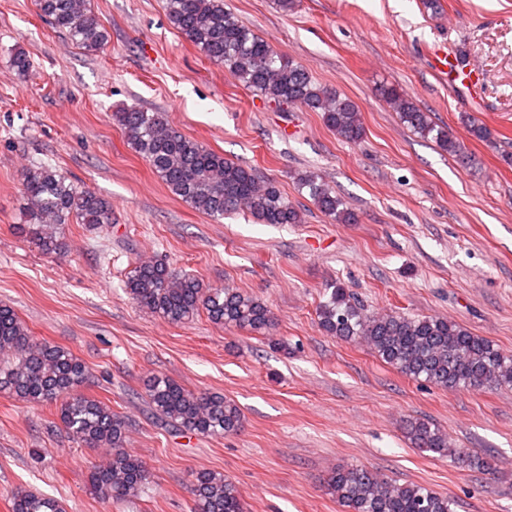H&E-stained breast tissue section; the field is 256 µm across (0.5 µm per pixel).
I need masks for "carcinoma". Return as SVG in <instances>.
Returning a JSON list of instances; mask_svg holds the SVG:
<instances>
[{
    "label": "carcinoma",
    "mask_w": 512,
    "mask_h": 512,
    "mask_svg": "<svg viewBox=\"0 0 512 512\" xmlns=\"http://www.w3.org/2000/svg\"><path fill=\"white\" fill-rule=\"evenodd\" d=\"M41 16L65 31L76 44L98 50L108 32L89 0H36ZM169 23L210 60L246 89L280 104L299 105L321 113L325 125L340 138L356 142L364 126L359 107L339 92L317 83L307 68L277 52L244 25L225 0H165ZM385 101L403 122L460 163L469 156L465 146L437 127L393 86L381 88ZM113 117L127 142L149 164L169 191L196 210L219 219L237 210L249 212L261 224H301V209L278 183L257 169L230 161L169 126L160 112L122 107ZM467 133L480 140L491 130L471 117L461 118ZM309 189L316 207L338 223L355 222L341 197L309 172L298 179ZM26 199L24 229L47 254L65 244L63 225L74 218L98 228L112 223V203L94 191L75 185L50 165L22 171ZM318 311V327L345 342H364L386 364L408 379L446 389L490 391L512 386V355L461 325L433 317L370 314L337 283ZM124 290L137 306L172 324H185L205 311L214 324L263 334L273 315L259 299L232 288H207L197 278L153 259L135 263L126 274ZM89 378L85 364L67 347L38 342L28 326L8 306H0V392L30 403H60V420L69 437L88 448H110L107 464L93 471L90 487L103 501L129 500L148 484L149 471L124 449L126 422L104 402L82 388ZM156 418L183 431L210 437L236 433L242 425L237 406L216 393L191 391L173 379L156 377L148 385ZM412 444L470 466L475 461L455 448L448 434L421 420L408 423ZM326 488L344 512H456V503L425 486L399 484L363 467L338 468ZM13 512H65L62 503L32 492L14 495ZM194 512H245L237 486L223 475L202 472L195 478Z\"/></svg>",
    "instance_id": "obj_1"
}]
</instances>
